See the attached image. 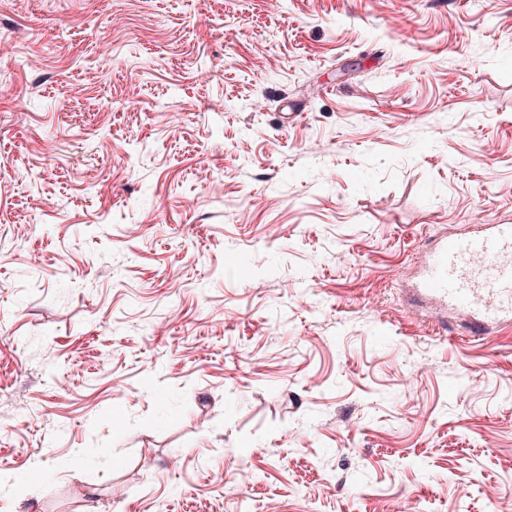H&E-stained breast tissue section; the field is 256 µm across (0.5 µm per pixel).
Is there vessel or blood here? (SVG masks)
<instances>
[{
	"label": "vessel or blood",
	"instance_id": "1",
	"mask_svg": "<svg viewBox=\"0 0 512 512\" xmlns=\"http://www.w3.org/2000/svg\"><path fill=\"white\" fill-rule=\"evenodd\" d=\"M420 301L462 316L475 336L512 320V225L484 224L429 242L416 282Z\"/></svg>",
	"mask_w": 512,
	"mask_h": 512
}]
</instances>
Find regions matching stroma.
Returning <instances> with one entry per match:
<instances>
[{"mask_svg": "<svg viewBox=\"0 0 512 512\" xmlns=\"http://www.w3.org/2000/svg\"><path fill=\"white\" fill-rule=\"evenodd\" d=\"M476 224L512 0H0V512H512ZM416 298L464 317L473 336L512 320V225L483 224L475 231L442 235L428 243Z\"/></svg>", "mask_w": 512, "mask_h": 512, "instance_id": "1", "label": "stroma"}]
</instances>
